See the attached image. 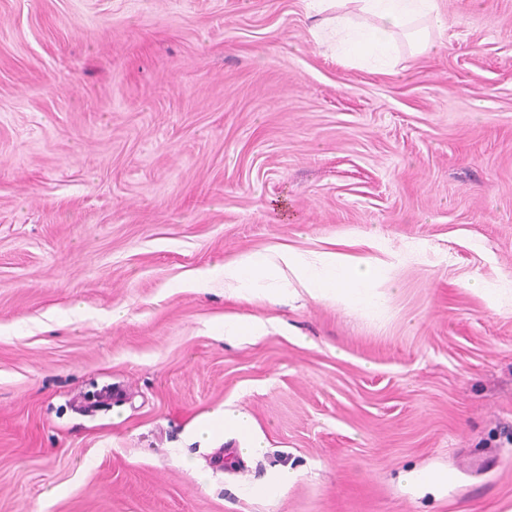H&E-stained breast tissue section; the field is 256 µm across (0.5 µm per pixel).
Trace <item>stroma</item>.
<instances>
[{
  "instance_id": "obj_1",
  "label": "stroma",
  "mask_w": 512,
  "mask_h": 512,
  "mask_svg": "<svg viewBox=\"0 0 512 512\" xmlns=\"http://www.w3.org/2000/svg\"><path fill=\"white\" fill-rule=\"evenodd\" d=\"M441 7L372 74L304 0H0V512H512V0ZM372 239L380 321L178 285Z\"/></svg>"
}]
</instances>
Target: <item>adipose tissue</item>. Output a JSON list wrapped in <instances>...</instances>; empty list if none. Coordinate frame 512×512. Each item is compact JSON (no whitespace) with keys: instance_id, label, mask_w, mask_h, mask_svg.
<instances>
[{"instance_id":"obj_1","label":"adipose tissue","mask_w":512,"mask_h":512,"mask_svg":"<svg viewBox=\"0 0 512 512\" xmlns=\"http://www.w3.org/2000/svg\"><path fill=\"white\" fill-rule=\"evenodd\" d=\"M313 8L320 27L330 28L335 37L338 60L377 74L394 70L398 36L410 39L421 54L433 47V32L445 29L440 0H313ZM384 266V260L372 256L333 251L305 259L283 248L241 254L219 271L226 287L268 294L286 270L312 299L333 300L381 319L385 306L374 282Z\"/></svg>"}]
</instances>
